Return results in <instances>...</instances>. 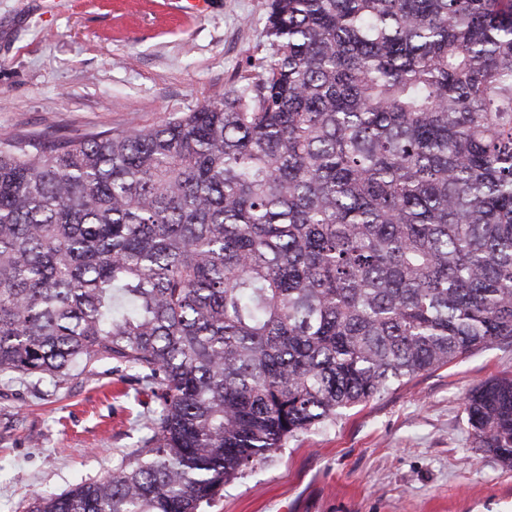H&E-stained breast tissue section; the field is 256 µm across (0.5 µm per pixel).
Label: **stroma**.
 Listing matches in <instances>:
<instances>
[{
    "instance_id": "stroma-1",
    "label": "stroma",
    "mask_w": 512,
    "mask_h": 512,
    "mask_svg": "<svg viewBox=\"0 0 512 512\" xmlns=\"http://www.w3.org/2000/svg\"><path fill=\"white\" fill-rule=\"evenodd\" d=\"M270 0H0V133L154 126L223 99L272 53ZM512 377V342L423 372L289 438L206 512H512V469L476 448L464 398ZM111 360L60 390L0 377V512L112 469L156 407Z\"/></svg>"
}]
</instances>
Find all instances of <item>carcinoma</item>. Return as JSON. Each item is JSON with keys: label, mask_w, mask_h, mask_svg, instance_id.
<instances>
[{"label": "carcinoma", "mask_w": 512, "mask_h": 512, "mask_svg": "<svg viewBox=\"0 0 512 512\" xmlns=\"http://www.w3.org/2000/svg\"><path fill=\"white\" fill-rule=\"evenodd\" d=\"M261 75L161 125L0 136V373L157 407L27 512H201L288 438L512 340V0H270ZM512 468V377L464 399Z\"/></svg>", "instance_id": "1"}]
</instances>
